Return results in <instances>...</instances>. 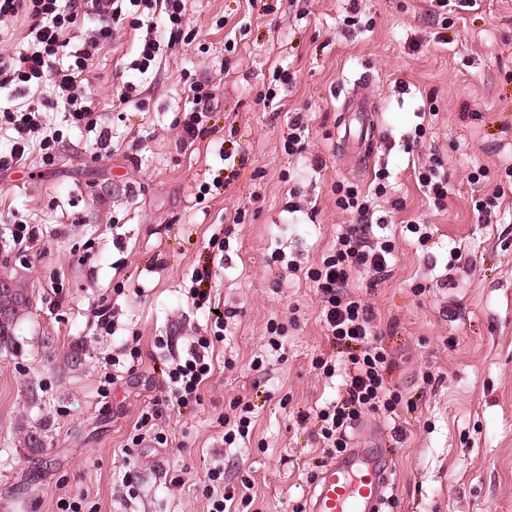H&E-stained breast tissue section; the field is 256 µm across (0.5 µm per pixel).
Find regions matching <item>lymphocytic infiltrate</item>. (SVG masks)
Segmentation results:
<instances>
[{
	"label": "lymphocytic infiltrate",
	"instance_id": "lymphocytic-infiltrate-1",
	"mask_svg": "<svg viewBox=\"0 0 512 512\" xmlns=\"http://www.w3.org/2000/svg\"><path fill=\"white\" fill-rule=\"evenodd\" d=\"M184 10V0H0V127L12 132L9 148L0 150V172L25 167L35 152L45 163H54L57 137L45 133L42 116L57 107L69 113L76 127L96 133L97 151L108 150L112 139L109 127L83 89L89 61L111 40L114 24L139 15L146 35L131 68L146 73L161 49L155 17H163L171 34L178 36ZM19 25L25 28L26 46L14 52L10 45ZM188 91L190 107L180 122L181 138L187 144L198 137L216 98L213 88L202 83H191ZM336 193L337 207L353 214L356 222L337 236L331 251L308 272L323 303L327 339L348 354L341 372L336 369V359L320 357L312 362L320 375L342 378V393L317 413L321 422L317 437L328 458L346 452L363 415H396L403 400L386 380L396 362L376 342L373 310L348 289L350 273L356 267L366 269L374 281L384 280L395 244L390 238L372 235L371 196L362 195L352 183L338 185ZM225 319V314H216L212 338L194 341L185 357L171 365L166 378L168 394L142 413L140 432L132 437L126 455H133L144 440L143 429L169 407L200 401V391L213 374L214 345L223 339Z\"/></svg>",
	"mask_w": 512,
	"mask_h": 512
}]
</instances>
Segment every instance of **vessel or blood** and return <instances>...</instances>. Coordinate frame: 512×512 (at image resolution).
<instances>
[{
  "instance_id": "b4317fda",
  "label": "vessel or blood",
  "mask_w": 512,
  "mask_h": 512,
  "mask_svg": "<svg viewBox=\"0 0 512 512\" xmlns=\"http://www.w3.org/2000/svg\"><path fill=\"white\" fill-rule=\"evenodd\" d=\"M390 471L386 449L367 440L328 464L308 490L309 512H376Z\"/></svg>"
}]
</instances>
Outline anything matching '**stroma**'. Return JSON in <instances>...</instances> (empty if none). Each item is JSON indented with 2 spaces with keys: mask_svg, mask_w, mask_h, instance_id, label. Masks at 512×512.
Segmentation results:
<instances>
[{
  "mask_svg": "<svg viewBox=\"0 0 512 512\" xmlns=\"http://www.w3.org/2000/svg\"><path fill=\"white\" fill-rule=\"evenodd\" d=\"M266 3L251 13L247 0H186L194 41L164 48L144 74L129 64L145 31L123 21L85 73L112 130L108 153L95 156L93 134L57 108L44 116L59 134L54 164L35 153L0 172V272L11 270L33 302L14 349L0 352V512H61L77 493L84 512H207L204 476L217 465L225 480L249 477L247 512H291L323 458L317 409L341 389L340 377L312 367L335 348L307 271L353 220L336 206V183L365 192L383 168L389 188L374 217L395 238V261L379 283L353 271L350 287L396 356L387 381L406 402L397 420L364 416L359 436L395 450L394 512H512V198L492 224L474 208L512 165V0L456 8L445 30L429 19L430 0ZM354 3L370 30H345ZM247 13L246 35L226 50ZM283 69L295 83L272 114L260 98ZM129 81L139 94L123 105ZM193 81L214 86L218 104L186 144L175 122ZM357 85L369 116L345 102ZM294 109L311 134L291 156L283 132ZM367 119L376 137L366 151L357 135ZM419 124L426 134L413 149ZM432 156L448 174L441 210L416 183ZM477 168L487 171L479 186L468 181ZM239 211L245 220L233 223ZM15 217L40 235L24 257L10 247ZM415 222L432 228L429 247L409 232ZM278 249L298 272L273 264ZM456 249L462 258L450 261ZM202 264L213 300L236 312L214 347V375L199 404L159 420L166 444L148 438L126 457L163 372L211 333L207 311L185 293ZM102 298L111 333L93 313ZM273 322L287 331L275 352L265 345ZM132 345L138 371L101 395L104 359ZM76 348L83 364L73 368L66 357ZM260 355L263 370H252ZM239 400L253 407L252 431L246 447L231 448L224 419ZM34 432L44 437L37 454L25 444Z\"/></svg>",
  "mask_w": 512,
  "mask_h": 512,
  "instance_id": "stroma-1",
  "label": "stroma"
}]
</instances>
